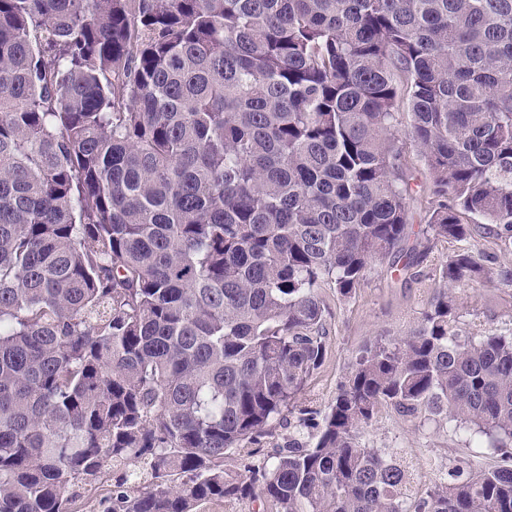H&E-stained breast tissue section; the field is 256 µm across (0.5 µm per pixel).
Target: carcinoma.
<instances>
[{
    "instance_id": "carcinoma-1",
    "label": "carcinoma",
    "mask_w": 512,
    "mask_h": 512,
    "mask_svg": "<svg viewBox=\"0 0 512 512\" xmlns=\"http://www.w3.org/2000/svg\"><path fill=\"white\" fill-rule=\"evenodd\" d=\"M404 106L422 235L511 246L512 0H0V512H512L511 465L416 501L363 442L389 406L512 458V336L453 293L512 268L469 250L253 462L325 359L320 288L414 265ZM405 154L407 166L409 169L408 173L411 177L410 183L413 198L410 201V225H412V231L416 234L421 227H424V224H420V220L424 215L423 209H421V207H423V203L431 195L432 187L424 166L417 154L416 148L410 144L409 141H407ZM275 510V506L261 500L253 503H224V500H219L205 505L200 512H275Z\"/></svg>"
}]
</instances>
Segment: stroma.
I'll use <instances>...</instances> for the list:
<instances>
[{
	"mask_svg": "<svg viewBox=\"0 0 512 512\" xmlns=\"http://www.w3.org/2000/svg\"><path fill=\"white\" fill-rule=\"evenodd\" d=\"M411 177V243L421 253L417 266L398 271L390 262H379L350 298L323 287L329 348L323 365L298 397L299 406L326 411L336 395L348 367L367 342L397 336L416 322L434 292L438 271L448 254L473 250L495 265L512 267V247L505 246L493 231L476 229L463 240L424 241L420 237L422 205L432 187L414 146L406 148ZM458 312L463 323L483 334H512V287L487 283L459 293ZM368 447L381 451L401 450L411 471L414 497L426 496L449 470L466 466L473 470L512 464V457L482 447L478 437L465 430L423 418L403 417L389 408L381 409L363 436Z\"/></svg>",
	"mask_w": 512,
	"mask_h": 512,
	"instance_id": "obj_1",
	"label": "stroma"
}]
</instances>
